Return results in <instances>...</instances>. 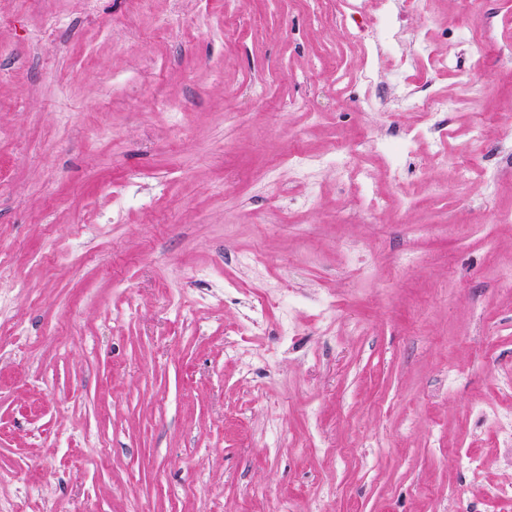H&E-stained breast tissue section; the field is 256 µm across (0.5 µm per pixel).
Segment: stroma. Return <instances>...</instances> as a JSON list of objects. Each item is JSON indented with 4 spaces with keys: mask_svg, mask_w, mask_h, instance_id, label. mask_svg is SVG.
Wrapping results in <instances>:
<instances>
[{
    "mask_svg": "<svg viewBox=\"0 0 512 512\" xmlns=\"http://www.w3.org/2000/svg\"><path fill=\"white\" fill-rule=\"evenodd\" d=\"M415 24L484 67L468 88L422 73L462 100L448 164L391 178L373 139L420 115L336 83L329 58L361 52L312 2L0 0V512L28 484L27 512H483L512 484L478 413L512 411V232L492 222L512 208V0H429ZM343 137L412 199L404 220L284 163ZM465 147L496 180L453 179ZM240 281L294 285L292 336L274 312L246 331ZM512 502V484H500L487 488L484 496V507L487 512H498L499 506Z\"/></svg>",
    "mask_w": 512,
    "mask_h": 512,
    "instance_id": "obj_1",
    "label": "stroma"
}]
</instances>
